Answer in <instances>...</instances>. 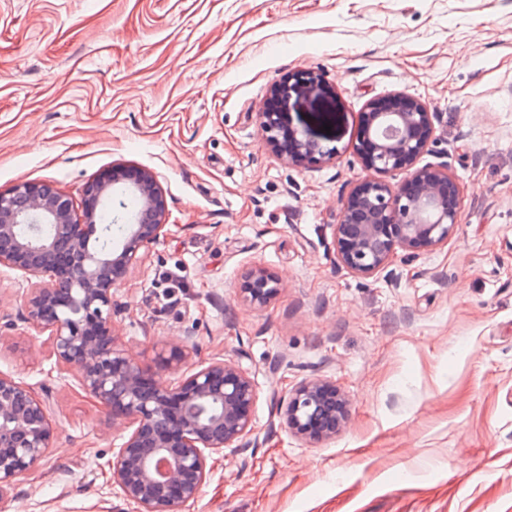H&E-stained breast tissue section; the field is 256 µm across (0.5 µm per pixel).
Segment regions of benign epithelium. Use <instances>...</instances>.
I'll return each mask as SVG.
<instances>
[{
  "label": "benign epithelium",
  "mask_w": 512,
  "mask_h": 512,
  "mask_svg": "<svg viewBox=\"0 0 512 512\" xmlns=\"http://www.w3.org/2000/svg\"><path fill=\"white\" fill-rule=\"evenodd\" d=\"M321 88L311 72L280 84L276 95L308 96ZM268 138L280 140L283 113H261ZM432 112L396 93L365 113L358 151L368 172L345 199L334 240L343 266L373 277L397 251L429 252L459 224L460 186L446 166H417L433 136ZM335 150L290 128L282 156L306 166L333 159ZM399 171L391 184L378 175ZM141 200L137 214L114 213L125 225L108 251L103 208L115 194ZM168 205L158 176L147 168L116 166L83 188L81 205L49 183L21 182L0 191V266L29 274L25 319L48 333L57 368L72 372L85 395L126 423V435L109 462L112 483L139 512H187L209 478V461L249 445L258 393L249 368L215 357L187 369L191 346L173 342L159 366L177 375L171 385L138 364L119 345L112 323V294L150 246L160 240ZM26 231H18L19 226ZM280 294L278 278L260 265L241 274V301L264 310ZM349 400L324 379L288 391L284 424L306 443L328 441L349 421ZM57 441L46 401L12 376L0 374V509L15 482L46 457Z\"/></svg>",
  "instance_id": "1"
}]
</instances>
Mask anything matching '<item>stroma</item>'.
Returning a JSON list of instances; mask_svg holds the SVG:
<instances>
[{"mask_svg": "<svg viewBox=\"0 0 512 512\" xmlns=\"http://www.w3.org/2000/svg\"><path fill=\"white\" fill-rule=\"evenodd\" d=\"M313 72L287 122L335 159L285 162L260 123L273 89ZM425 102L420 164L462 188L447 243L348 272L333 226L363 177L367 105ZM154 171L169 228L112 298L119 342L160 383L164 342L254 377L255 445L215 458L190 512H512V0H0V191L80 200L115 165ZM267 267L256 313L237 291ZM29 282L0 268V373L44 397L58 443L8 512H137L111 483L123 420L60 373L25 320ZM349 398L307 444L277 407L305 379ZM278 278L266 267L252 265L241 274V301L254 311H263L280 294Z\"/></svg>", "mask_w": 512, "mask_h": 512, "instance_id": "obj_1", "label": "stroma"}]
</instances>
